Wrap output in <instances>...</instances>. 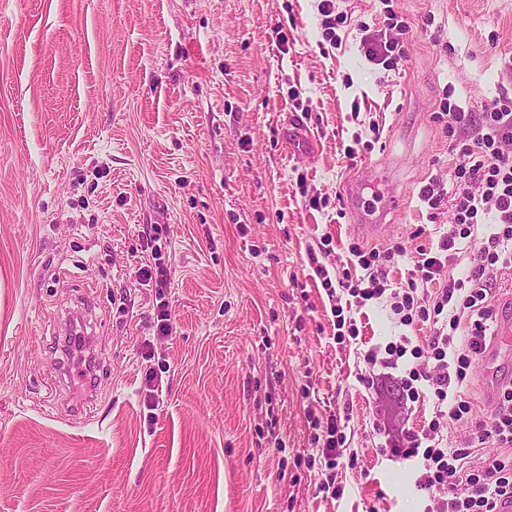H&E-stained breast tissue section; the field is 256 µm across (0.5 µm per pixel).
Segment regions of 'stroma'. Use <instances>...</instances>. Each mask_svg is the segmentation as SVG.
I'll return each mask as SVG.
<instances>
[{
	"label": "stroma",
	"instance_id": "35a3bbf8",
	"mask_svg": "<svg viewBox=\"0 0 512 512\" xmlns=\"http://www.w3.org/2000/svg\"><path fill=\"white\" fill-rule=\"evenodd\" d=\"M318 4L0 0V512H424L390 450L434 398L407 400L399 369L360 377L400 335L423 347L407 367L430 362L433 326L371 301L344 309L359 336L337 342L315 266L358 278L349 246L398 243L388 280L414 283L452 218L418 199L458 164L435 115L512 98V0H336L333 43ZM393 13L408 54L373 64L361 39ZM158 262L167 288L140 284ZM76 320L97 352L89 399L80 360L60 365ZM491 373L468 370L474 418ZM332 413L336 499L309 423Z\"/></svg>",
	"mask_w": 512,
	"mask_h": 512
}]
</instances>
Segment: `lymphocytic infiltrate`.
<instances>
[{"label": "lymphocytic infiltrate", "mask_w": 512, "mask_h": 512, "mask_svg": "<svg viewBox=\"0 0 512 512\" xmlns=\"http://www.w3.org/2000/svg\"><path fill=\"white\" fill-rule=\"evenodd\" d=\"M447 116L449 129L457 133L449 148L461 160L457 175L465 184L449 194L432 179L420 189L419 200L431 210L451 204L453 222L440 235L435 250L422 252L415 262L421 282L439 280L442 288L425 297L418 296L413 286L390 290L385 269L375 266L373 257L357 247L350 253L366 269L365 283L348 276L331 281L321 265L316 271L324 286L338 284L355 306L390 298L400 325L440 320L428 343L434 366L411 368L403 381L412 399L419 398L422 387H429L438 405L436 417L427 434H407L404 447L392 449L391 454L395 460L414 462L418 490L430 493L447 488V496L437 500L436 512H496L500 498H512V387L500 388L493 412L475 424L478 443L493 442L500 454L471 465L468 451L448 450L442 443L445 420H461L471 411L459 390L487 343L494 317L492 288L499 275L512 272V101L492 99L478 114L452 103ZM474 236L481 238V248L464 253L462 240ZM344 442L339 416L329 415L316 448L329 469L320 491H330L336 484L334 471Z\"/></svg>", "instance_id": "obj_1"}]
</instances>
